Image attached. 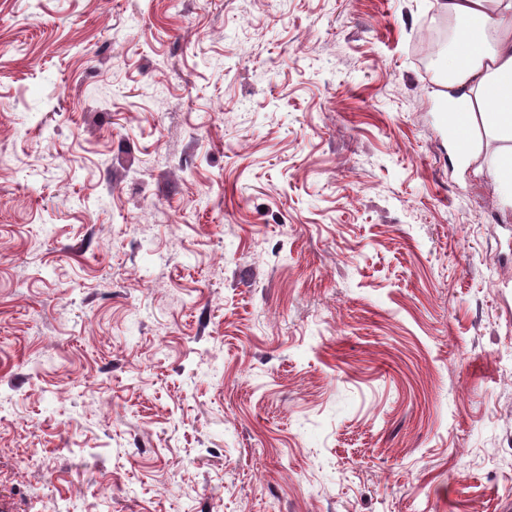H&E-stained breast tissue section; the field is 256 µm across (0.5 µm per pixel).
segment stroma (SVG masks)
Here are the masks:
<instances>
[{
	"label": "stroma",
	"mask_w": 512,
	"mask_h": 512,
	"mask_svg": "<svg viewBox=\"0 0 512 512\" xmlns=\"http://www.w3.org/2000/svg\"><path fill=\"white\" fill-rule=\"evenodd\" d=\"M433 0H0V512H506L512 208Z\"/></svg>",
	"instance_id": "35a3bbf8"
}]
</instances>
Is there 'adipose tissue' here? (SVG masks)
<instances>
[{
	"label": "adipose tissue",
	"mask_w": 512,
	"mask_h": 512,
	"mask_svg": "<svg viewBox=\"0 0 512 512\" xmlns=\"http://www.w3.org/2000/svg\"><path fill=\"white\" fill-rule=\"evenodd\" d=\"M435 6L463 23L435 93L448 116L450 156L470 165L473 155L463 141L476 129L500 141L491 165L512 207V0H435Z\"/></svg>",
	"instance_id": "1"
}]
</instances>
